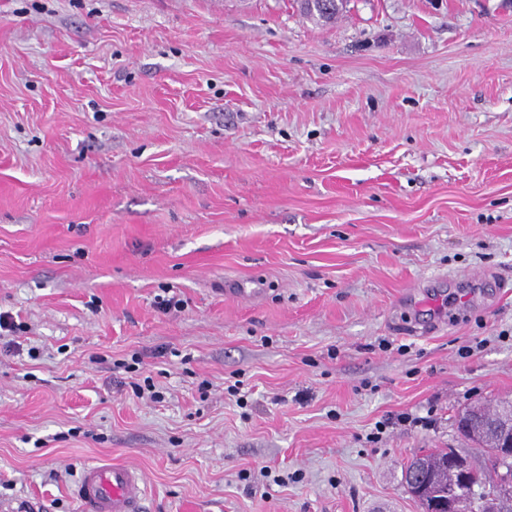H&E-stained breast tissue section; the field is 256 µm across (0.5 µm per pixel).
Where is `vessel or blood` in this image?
Here are the masks:
<instances>
[{
	"label": "vessel or blood",
	"mask_w": 512,
	"mask_h": 512,
	"mask_svg": "<svg viewBox=\"0 0 512 512\" xmlns=\"http://www.w3.org/2000/svg\"><path fill=\"white\" fill-rule=\"evenodd\" d=\"M75 497L80 512H144L143 476L129 464H95L82 472Z\"/></svg>",
	"instance_id": "vessel-or-blood-1"
}]
</instances>
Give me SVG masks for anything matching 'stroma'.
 Listing matches in <instances>:
<instances>
[{"instance_id":"35a3bbf8","label":"stroma","mask_w":512,"mask_h":512,"mask_svg":"<svg viewBox=\"0 0 512 512\" xmlns=\"http://www.w3.org/2000/svg\"><path fill=\"white\" fill-rule=\"evenodd\" d=\"M0 313V512H421L512 402V0H0ZM349 0H298L300 12L307 19L327 25L335 22L336 17L346 8ZM421 475V479L415 486L407 487L410 495L418 502L423 512H448V492L454 484V478L448 472V467L452 471H462L467 477L466 461L464 455L453 449L437 448L430 453L415 457L407 467L405 477L406 481L413 483L416 470ZM433 508V509H432ZM75 497L80 512H143V476L129 464H94L82 472Z\"/></svg>"}]
</instances>
